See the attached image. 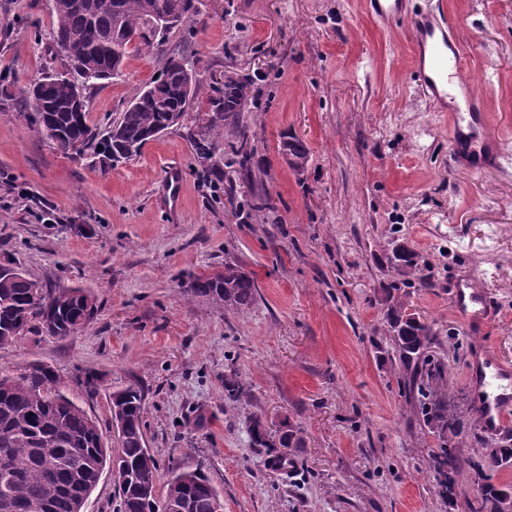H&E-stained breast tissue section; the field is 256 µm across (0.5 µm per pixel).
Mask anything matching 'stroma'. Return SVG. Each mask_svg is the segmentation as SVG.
<instances>
[{"instance_id":"obj_1","label":"stroma","mask_w":512,"mask_h":512,"mask_svg":"<svg viewBox=\"0 0 512 512\" xmlns=\"http://www.w3.org/2000/svg\"><path fill=\"white\" fill-rule=\"evenodd\" d=\"M441 2L509 153L495 170L452 161L453 118L414 75L408 21H374L364 0H200L162 49L129 50L122 77L91 91L89 119L118 117L177 50L196 60V108L100 171L39 135L18 93L63 68L52 0H0V84L12 88L0 95V260L84 288L98 308L78 335L0 348V369L50 365L107 432L110 393L141 388L160 471L202 467L224 512H462L475 478L460 477L457 504L437 495L436 440L397 382L384 313L399 275L386 255L398 243L420 255L426 284L400 296L436 332L456 403L474 408L473 362L490 349L512 364V0ZM228 76L248 102L249 187L233 182L228 138L215 142L217 174L187 139ZM290 136L308 149L298 170L281 151ZM173 167L183 177L174 211ZM258 193L268 205L256 211ZM228 262L256 281L250 307L188 294ZM472 274L494 307L480 329L451 295ZM89 370L100 377L92 396Z\"/></svg>"}]
</instances>
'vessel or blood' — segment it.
I'll use <instances>...</instances> for the list:
<instances>
[{
  "instance_id": "b4317fda",
  "label": "vessel or blood",
  "mask_w": 512,
  "mask_h": 512,
  "mask_svg": "<svg viewBox=\"0 0 512 512\" xmlns=\"http://www.w3.org/2000/svg\"><path fill=\"white\" fill-rule=\"evenodd\" d=\"M412 0H366L368 14L383 23L409 20L414 73L424 95L440 110L453 115L451 153L454 163L472 171L499 164V140L488 129L482 97L467 80L466 57L459 35L439 4L417 10ZM452 298L468 322L482 319L488 302L472 281H457ZM482 427L490 434L512 432V393L485 398L479 409Z\"/></svg>"
}]
</instances>
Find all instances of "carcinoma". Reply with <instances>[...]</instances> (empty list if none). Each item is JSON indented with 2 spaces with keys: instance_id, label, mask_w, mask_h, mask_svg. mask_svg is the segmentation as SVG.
<instances>
[{
  "instance_id": "obj_1",
  "label": "carcinoma",
  "mask_w": 512,
  "mask_h": 512,
  "mask_svg": "<svg viewBox=\"0 0 512 512\" xmlns=\"http://www.w3.org/2000/svg\"><path fill=\"white\" fill-rule=\"evenodd\" d=\"M192 14L193 0H53V40L67 66L22 90L25 106L34 109L37 132L45 135L54 126L61 153L87 155L103 171L111 169L108 161L115 155L128 161L136 157L147 142L178 125L193 107L194 97L185 94L184 83L195 61L175 53L116 120L94 125L88 123L89 96L83 98L82 111H76L66 71L82 70L88 76V91L103 80H116L122 76L128 33H139L138 44L144 48L161 45L166 33L154 30L150 18L163 15L180 22ZM116 45L122 46L121 52L114 50ZM37 93L43 111L34 108ZM244 111L239 83L227 79L222 97L210 102L202 124L188 131L187 138L197 158L216 169L215 139L233 137L236 172L249 186L255 151L242 124ZM281 149L294 168L306 162L303 141L291 137ZM388 260L403 276L419 270L417 253L403 245L392 247ZM188 292L229 311L250 306L257 284L241 266L226 262L222 271L196 276ZM94 315L85 289L48 287L9 260L0 264V347L17 343L29 330L58 338L76 335ZM385 321L403 369L404 388L417 402L424 427L437 440L431 458L439 495L455 503L457 477L467 468L478 477V495L466 501L468 512H508L512 486L494 484L493 473L512 471V444L489 448L480 459L449 445L448 437L460 436L478 417L450 403L448 365L431 354L437 341L433 329L399 301L388 307ZM110 404L111 413L125 421L115 454L96 422L61 391L60 379L49 366L25 363L11 374L0 372V512H84L106 468L118 489L119 512H212L218 491L198 467H172L164 488H159V466L143 430L142 391L133 386L115 391Z\"/></svg>"
}]
</instances>
